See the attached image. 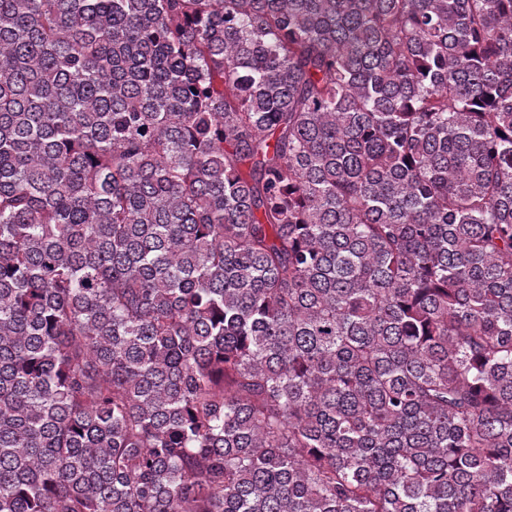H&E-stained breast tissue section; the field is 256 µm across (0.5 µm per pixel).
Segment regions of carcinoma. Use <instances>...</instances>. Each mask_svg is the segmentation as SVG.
<instances>
[{
    "instance_id": "obj_1",
    "label": "carcinoma",
    "mask_w": 512,
    "mask_h": 512,
    "mask_svg": "<svg viewBox=\"0 0 512 512\" xmlns=\"http://www.w3.org/2000/svg\"><path fill=\"white\" fill-rule=\"evenodd\" d=\"M0 512H512V0H0Z\"/></svg>"
}]
</instances>
